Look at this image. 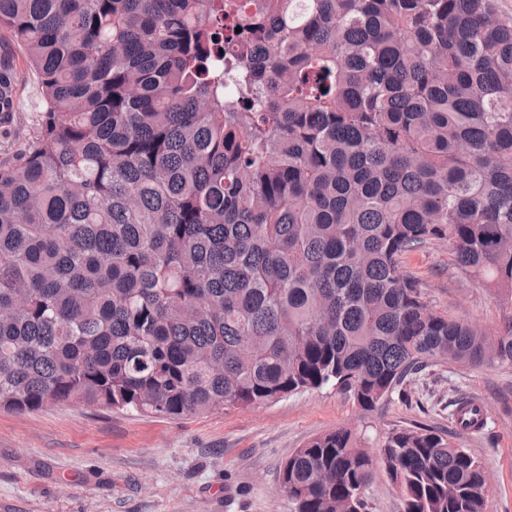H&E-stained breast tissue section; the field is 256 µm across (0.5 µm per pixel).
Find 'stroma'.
<instances>
[{
  "label": "stroma",
  "instance_id": "stroma-1",
  "mask_svg": "<svg viewBox=\"0 0 512 512\" xmlns=\"http://www.w3.org/2000/svg\"><path fill=\"white\" fill-rule=\"evenodd\" d=\"M16 62L20 94L10 132L0 133L2 162L24 149L40 119L41 87L24 57ZM404 267L449 317L490 331L512 317V305L458 275L447 245L406 255ZM407 391L368 415L333 387L182 419L76 404L0 410V512H295L279 489L282 464L339 426L375 453L397 428L458 433L490 475L486 512H512V364L432 365ZM459 398L483 403L484 430L458 432Z\"/></svg>",
  "mask_w": 512,
  "mask_h": 512
}]
</instances>
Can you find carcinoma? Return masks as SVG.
Returning a JSON list of instances; mask_svg holds the SVG:
<instances>
[{
    "instance_id": "obj_1",
    "label": "carcinoma",
    "mask_w": 512,
    "mask_h": 512,
    "mask_svg": "<svg viewBox=\"0 0 512 512\" xmlns=\"http://www.w3.org/2000/svg\"><path fill=\"white\" fill-rule=\"evenodd\" d=\"M241 31H236V28ZM42 91L0 163V410L169 419L335 386L362 412L429 365L512 363L433 308L432 242L512 303V15L494 0H0ZM0 53V128L14 123ZM485 512L454 437L346 426L288 458L295 512ZM371 512H403L402 499L384 472H380L367 490Z\"/></svg>"
}]
</instances>
